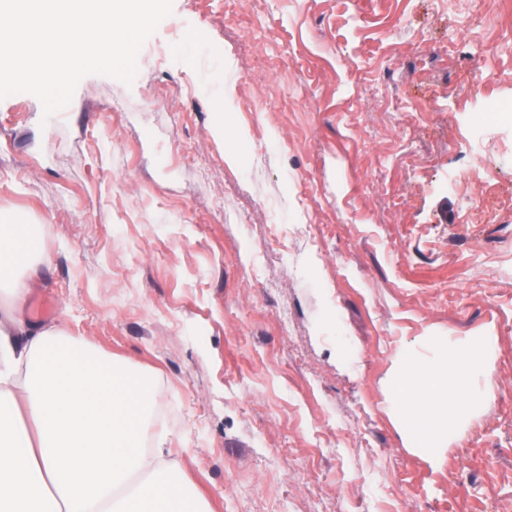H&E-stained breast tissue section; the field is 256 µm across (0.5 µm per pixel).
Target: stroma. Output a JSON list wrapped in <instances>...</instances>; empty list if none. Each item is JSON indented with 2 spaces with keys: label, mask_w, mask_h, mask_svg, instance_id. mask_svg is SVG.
Here are the masks:
<instances>
[{
  "label": "stroma",
  "mask_w": 512,
  "mask_h": 512,
  "mask_svg": "<svg viewBox=\"0 0 512 512\" xmlns=\"http://www.w3.org/2000/svg\"><path fill=\"white\" fill-rule=\"evenodd\" d=\"M137 64L0 100V214L44 245L18 316L153 374L210 512H512V0H173ZM475 340L430 461L394 363Z\"/></svg>",
  "instance_id": "obj_1"
}]
</instances>
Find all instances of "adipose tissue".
<instances>
[{
	"label": "adipose tissue",
	"mask_w": 512,
	"mask_h": 512,
	"mask_svg": "<svg viewBox=\"0 0 512 512\" xmlns=\"http://www.w3.org/2000/svg\"><path fill=\"white\" fill-rule=\"evenodd\" d=\"M35 225L0 221V296L18 304L42 259ZM484 371L480 350L408 357L392 396L417 448L436 455ZM154 378L55 327L0 312V512H208L162 449L146 450Z\"/></svg>",
	"instance_id": "obj_1"
}]
</instances>
